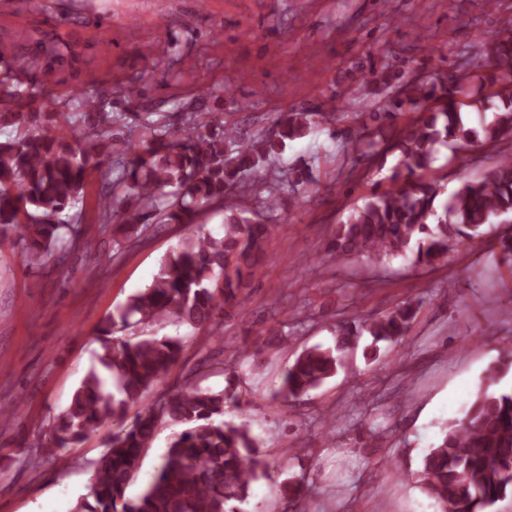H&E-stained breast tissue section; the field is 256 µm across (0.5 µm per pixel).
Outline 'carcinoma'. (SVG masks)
Listing matches in <instances>:
<instances>
[{"instance_id":"1","label":"carcinoma","mask_w":512,"mask_h":512,"mask_svg":"<svg viewBox=\"0 0 512 512\" xmlns=\"http://www.w3.org/2000/svg\"><path fill=\"white\" fill-rule=\"evenodd\" d=\"M41 79L23 86L19 75L35 65L13 56L15 73L0 77V103L15 108L0 111V129L24 128L17 139H0V244L19 232L22 258L31 267L49 260L61 265L66 242H83L79 225L67 210L83 195L89 171L112 158V90L73 91L69 98L45 99L47 78L56 64L78 59L75 46L49 32L37 40ZM488 72L477 76L484 97L471 93L472 74H459L450 85L435 77L406 81L395 71V54L387 47L378 65L369 69L363 92L386 94L362 113L357 137L346 144L352 157L350 172L369 173L388 153L401 159L389 176L390 185L362 199L328 236L330 259H361L371 266L386 259L412 255L416 266H431L466 242L484 240L495 221L512 223V32L484 44ZM497 100L494 119L475 129L467 126L461 107L477 110ZM41 103L56 111L47 117L64 122L78 137L49 135L37 128L39 112L25 108ZM415 116L398 136L389 134L390 121L403 106ZM290 111L281 114L270 136L246 137L222 124L195 131L194 113H187L189 130H153L134 157L121 164V192L104 196L102 217L113 231L145 233L158 224H182L188 233L166 254L152 282L129 297L100 329L99 350L67 409L51 426L42 457L65 460L66 449L79 446L107 421L119 424L94 465L90 496L75 512H241L252 485L265 478V452L246 424L222 420L228 408L243 410L241 380L234 376L224 389L213 392L184 383L159 394L147 408L127 417L147 392L165 381L181 357L180 337L116 334L132 327L162 321L193 329L217 330L224 307L261 270L263 248L276 226L239 204L248 194L260 199L269 213L283 207L279 184L300 186L312 179L308 165L279 167L286 141L303 137L339 110ZM495 151L493 162L476 180H462L442 200L439 179L430 175L441 145L452 151L475 143ZM224 204L222 231L197 225L198 209ZM500 260L512 266V233L498 237ZM417 308L407 299L379 316L333 324L335 347L303 349L286 365L275 396L297 402L336 375L339 353L353 348L363 334L373 343L396 344L405 335ZM500 374L491 366L462 419L448 423L438 445L430 450L419 471L424 493L438 512H488L500 498L512 495V394L490 391ZM178 426L161 461L136 498L127 497L144 456L163 426ZM288 505L304 512V488L286 483Z\"/></svg>"}]
</instances>
